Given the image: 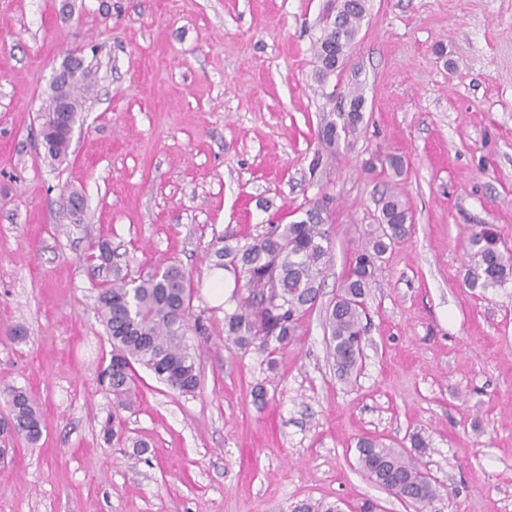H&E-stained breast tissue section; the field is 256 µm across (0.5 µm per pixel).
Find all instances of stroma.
Wrapping results in <instances>:
<instances>
[{
  "label": "stroma",
  "mask_w": 512,
  "mask_h": 512,
  "mask_svg": "<svg viewBox=\"0 0 512 512\" xmlns=\"http://www.w3.org/2000/svg\"><path fill=\"white\" fill-rule=\"evenodd\" d=\"M327 3L0 0V391L28 389L42 418L37 444L0 432V512H356L366 499L415 512L367 479L356 445L406 448L416 431L443 490L426 512H512V279L469 287L464 257L481 224L512 249V0H369L322 85ZM74 53L96 82L53 167L40 114ZM356 84L359 133L310 173L323 114ZM391 154L402 177L367 170ZM394 185L414 223L377 273L346 383L325 309ZM324 196L333 263L270 367L225 339L236 303L214 292L211 244ZM102 239L130 275L170 262L193 275L200 385L182 395L142 371L124 414L141 452L102 433L111 346L96 303L113 273L86 261Z\"/></svg>",
  "instance_id": "35a3bbf8"
}]
</instances>
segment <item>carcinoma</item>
I'll return each mask as SVG.
<instances>
[{
    "mask_svg": "<svg viewBox=\"0 0 512 512\" xmlns=\"http://www.w3.org/2000/svg\"><path fill=\"white\" fill-rule=\"evenodd\" d=\"M368 0H345L338 22L325 25L313 45L318 62V81L336 73L332 48L353 46L367 12ZM94 73L86 67L72 84L68 106L72 115L82 111ZM345 99L351 112L337 113L338 119L323 118L318 129L321 150L316 152L310 173L321 164L322 153L336 151L341 138L354 135L364 121L363 94L351 88ZM55 143L43 159L56 163L67 156L68 140L54 135ZM400 177L404 160L397 155L377 158L376 166ZM377 224L365 234L352 254L347 272L335 298L326 309L325 326L336 375L350 381L361 360L366 325L365 300L379 271V262L403 242L412 224L407 199L387 190L376 200ZM324 201H315L301 211V218L283 223L278 219L266 231L243 243L226 236L213 244L214 266L233 273L237 305L224 315L226 339L240 349L254 348L265 354L267 363L280 349L296 340L302 318L313 309L322 294L325 272L332 262L331 236L325 229L328 216ZM467 255L474 282L481 287L501 286L512 276V253L498 245L494 231L475 228L468 239ZM193 301L191 276L177 265H167L144 276L115 277L103 284L97 297V313L112 345L109 364L102 372L103 383L112 393V421L107 423L106 441H121V412L131 408L137 392L138 368L151 372L169 389L180 394L194 393L200 383V368L188 332L200 331L190 324ZM11 429L31 444L41 437V416L35 398L23 388L7 393ZM415 455L384 448L372 439L360 441L358 464L367 477L384 490L421 510L440 498L439 485L416 460L428 448L426 438H411Z\"/></svg>",
    "mask_w": 512,
    "mask_h": 512,
    "instance_id": "obj_1",
    "label": "carcinoma"
}]
</instances>
